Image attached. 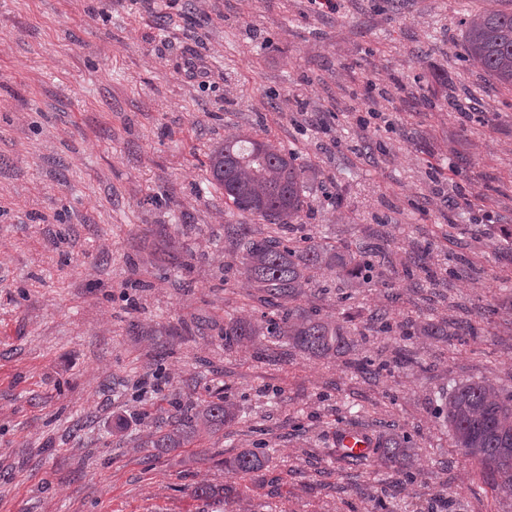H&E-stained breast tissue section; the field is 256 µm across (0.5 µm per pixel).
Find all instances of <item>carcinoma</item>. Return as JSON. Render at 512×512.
Here are the masks:
<instances>
[{
  "label": "carcinoma",
  "instance_id": "cac0c4a2",
  "mask_svg": "<svg viewBox=\"0 0 512 512\" xmlns=\"http://www.w3.org/2000/svg\"><path fill=\"white\" fill-rule=\"evenodd\" d=\"M464 48L468 60L498 83L512 87V12L484 10L465 22ZM209 173L224 189V198L240 213L271 224H295L309 209L307 186L296 154L268 139L238 135L209 155ZM232 245L245 273L268 296L284 299L277 318L265 325L231 321L224 327V344L251 342L266 333L286 336L312 358H328L349 350L344 327L318 317L317 311L295 305L301 289L311 283L314 270L327 266L336 276L366 280L363 256L347 248L324 246L314 240L299 247L279 238L257 239L244 226L232 230ZM446 420L455 447L475 459L492 479L495 489L512 493V392L484 381L454 389L445 404ZM235 409L219 397L198 405L175 406V413L155 432L153 445L175 451L204 429L216 433L235 420ZM409 440L389 432L375 447L380 465L405 469ZM268 459L253 451L240 452L229 462L249 475L262 470ZM198 498H221L229 506L235 491L220 485H200Z\"/></svg>",
  "mask_w": 512,
  "mask_h": 512
}]
</instances>
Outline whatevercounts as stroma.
<instances>
[{
	"instance_id": "1",
	"label": "stroma",
	"mask_w": 512,
	"mask_h": 512,
	"mask_svg": "<svg viewBox=\"0 0 512 512\" xmlns=\"http://www.w3.org/2000/svg\"><path fill=\"white\" fill-rule=\"evenodd\" d=\"M484 9L512 0H0V512H224L204 483L234 512H512L441 412L469 381L512 391V87L463 49ZM243 132L297 154L300 223L211 183ZM241 224L362 252L368 283L323 267L300 298L349 352L225 347L272 310ZM218 395L235 421L152 447L173 401ZM391 428L403 473L342 460L341 431ZM245 449L268 468H230Z\"/></svg>"
}]
</instances>
